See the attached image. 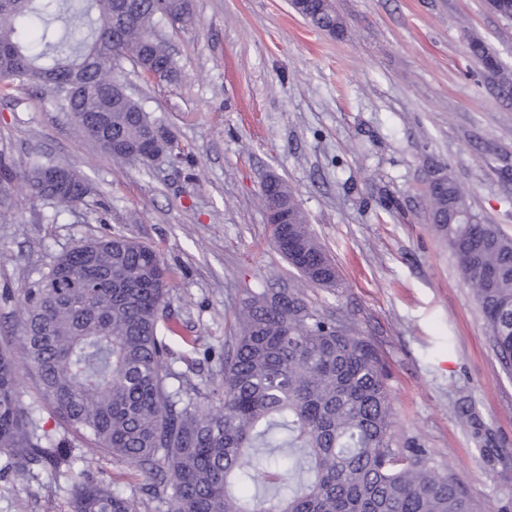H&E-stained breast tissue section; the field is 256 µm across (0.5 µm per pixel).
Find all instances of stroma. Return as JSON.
Returning <instances> with one entry per match:
<instances>
[{
	"mask_svg": "<svg viewBox=\"0 0 512 512\" xmlns=\"http://www.w3.org/2000/svg\"><path fill=\"white\" fill-rule=\"evenodd\" d=\"M333 35L289 0H192L188 27L162 24L179 76L121 80L175 139L180 161L115 165L40 88L0 80V160L17 175L0 211V345L14 349L24 401L41 385L16 351L17 299L78 241L121 232L152 245L171 275L161 323L172 360L221 349L245 289L299 288L379 349L397 424L487 512H512V374L447 241L429 218V171L451 173L473 210L512 235V94L468 50L512 67V21L487 0H333ZM39 154L96 189L55 214L22 172ZM293 190L342 286L303 284L275 249L263 177ZM75 469L138 496L143 476L71 449ZM0 512H71L70 484L22 488L0 471Z\"/></svg>",
	"mask_w": 512,
	"mask_h": 512,
	"instance_id": "stroma-1",
	"label": "stroma"
}]
</instances>
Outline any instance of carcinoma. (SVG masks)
Returning a JSON list of instances; mask_svg holds the SVG:
<instances>
[{
	"mask_svg": "<svg viewBox=\"0 0 512 512\" xmlns=\"http://www.w3.org/2000/svg\"><path fill=\"white\" fill-rule=\"evenodd\" d=\"M305 17L331 34V0H312ZM193 23L190 0H0V79L44 87L79 127L103 125L100 148L120 163L145 162L146 141L163 126L122 89L119 63L177 75L159 21ZM501 86L512 74L485 44L469 43ZM14 172L0 165V208ZM427 190L430 219L448 240L486 320L503 366L512 367V236L481 219L449 174ZM30 195L55 213L87 204L91 190L73 169L32 158ZM288 223L270 225L276 249L307 284L341 286L292 190ZM273 195V196H275ZM273 196L262 190L265 208ZM169 271L150 245L126 235L81 241L55 258L19 298V345L42 386L25 402L17 367L0 351V471L19 485L73 476L72 512H138L123 491L72 474L64 442L41 425L53 416L146 477L140 487L163 512H480L452 469L421 448H391L396 417L388 374L375 345L326 319L302 289L250 290L240 300L224 349L204 351L221 380L199 386L168 360L160 321Z\"/></svg>",
	"mask_w": 512,
	"mask_h": 512,
	"instance_id": "obj_1",
	"label": "carcinoma"
}]
</instances>
